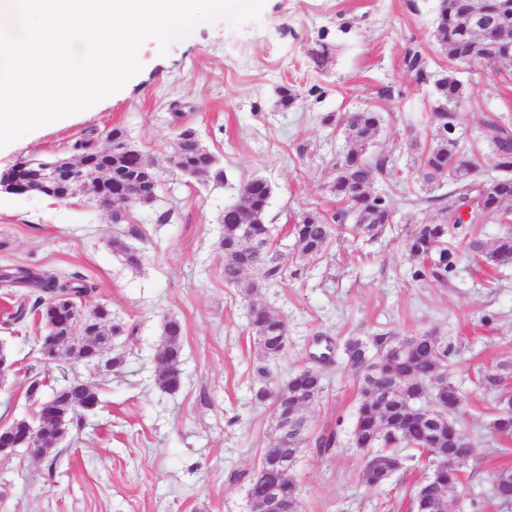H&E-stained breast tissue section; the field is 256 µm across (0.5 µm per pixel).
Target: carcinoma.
Here are the masks:
<instances>
[{
  "instance_id": "obj_1",
  "label": "carcinoma",
  "mask_w": 512,
  "mask_h": 512,
  "mask_svg": "<svg viewBox=\"0 0 512 512\" xmlns=\"http://www.w3.org/2000/svg\"><path fill=\"white\" fill-rule=\"evenodd\" d=\"M483 23L503 35L497 39L486 37L478 31ZM433 37L448 61L460 63H487L512 69V0H440L433 26ZM405 67L418 79L428 76L427 63L418 46L405 51ZM432 122L436 133L421 159L423 177L428 183L449 178L454 188L448 197H422L417 203L439 204L440 217L434 224H418L408 232L404 248L417 262L413 277L430 279L442 286L448 276L456 271L459 253L467 251L482 258L492 270L512 265V228L499 236L491 248L465 231L454 216V203L466 201L477 194L481 180L474 175L475 161L459 140L453 137L459 116L448 111V103L466 97V86L448 72L434 84ZM302 96L289 85L278 91V105L288 110L300 104ZM323 122L342 127L346 149L336 157L332 165L335 177L329 192L336 198V210L309 208L297 215L289 227L294 237L295 252L284 256L276 249L272 229L266 222L267 204L272 192L271 185L260 177L246 181L237 201L224 208L221 223L223 235L219 247L224 253V284L241 287L252 295L270 282L282 283L302 276L308 264L322 258L331 241L341 232L345 222L353 220L352 231L371 238L381 235L389 226L391 206L387 196L371 191L374 181L380 178L398 180L389 166V160L371 153L374 139L381 130L382 115L373 106H365L344 118L328 114ZM488 137L498 155L497 167L512 170V127L499 116L484 120ZM178 136L183 138L179 152L167 158L174 170L193 178H209L224 182V168L198 139L191 128H183ZM110 143L106 150L97 148L94 139H82L74 143L73 153L62 165L60 182L44 196L59 203H67L72 195L97 196L102 190H118L132 184L140 192L135 199L139 205H148L156 198L158 188V161L137 149L127 132L114 127L105 133ZM512 202V177L507 175L489 179L486 194L476 203L471 223L502 221L506 213L502 205ZM112 251L123 256L130 267L141 263V255L131 249L122 238L114 237ZM6 286L23 285L16 309L5 313L0 323L14 333L26 328L29 319L37 318L44 324L56 325L61 335L72 329L68 318L54 314L55 307L71 301L78 302L90 291L75 276L38 272L32 269L6 270L3 275ZM250 329L256 336L262 358H276L288 345L286 322L274 309L249 301ZM92 317L83 329L87 337L77 347H63V366L67 360L77 357L87 363H97L105 358L112 367L122 365L121 356H110L107 346L112 340L124 335V324L112 318L106 305L91 309ZM452 347L438 336L425 332L415 336H397L391 332L372 336H351L342 345V355L349 370L360 377L361 401L358 406L353 442L357 448L374 451L375 467L363 470L366 484L373 485L377 478L387 480L401 468L403 461H414L416 456L402 457L401 448L419 453L437 451L458 452L468 459L472 443L459 423L456 414L462 403V394L451 376L444 371ZM159 365L157 385L168 392L177 391L182 384V326L174 319L164 322L162 339L156 348ZM512 379V373L497 370L486 373L481 381L488 391L503 389ZM70 388L65 399L56 408L50 427L68 429L84 413L94 410L100 403L95 386L85 387L77 377L68 381ZM323 392L320 371L308 367L292 373L288 379L271 391L260 387L254 393L260 404L282 399L288 414L306 422L304 411L316 402ZM28 423L20 418L0 431V445L13 443L25 433ZM493 434L503 440L512 439V402H499L497 414L489 422ZM337 433L323 430L302 436L284 448L281 441L264 453L261 464L278 470L279 481L288 497V506L301 508L298 485L291 458L295 448L303 444L317 456H325L336 447ZM460 475L450 471L443 483L434 488L429 496L432 512H453L451 490ZM491 496L503 504H512V467H504L490 476Z\"/></svg>"
}]
</instances>
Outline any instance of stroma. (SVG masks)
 Instances as JSON below:
<instances>
[{"instance_id":"35a3bbf8","label":"stroma","mask_w":512,"mask_h":512,"mask_svg":"<svg viewBox=\"0 0 512 512\" xmlns=\"http://www.w3.org/2000/svg\"><path fill=\"white\" fill-rule=\"evenodd\" d=\"M438 4L265 0L259 19L237 28L222 19L199 24L167 54L145 42L138 52L142 69L121 90L67 124L42 126L0 150L3 171L23 159L70 156L89 130L117 126L158 160L160 178L153 205L123 206L122 224L83 198L65 204L0 195V267L79 275L93 287L82 307L107 305L127 328L112 345L124 358L116 373L76 359L64 370L44 369L37 324L19 334L0 328V343L15 362L0 378V423L32 413L30 366L45 372L47 389L76 375L97 387L101 400L70 425L55 453L0 455V512H250V484L275 438L271 410L255 405V390L309 366L316 335L339 347L353 335L388 331H431L451 345V371L464 394L459 416L473 444L453 493L461 512H512L490 496L491 474L512 467V442L489 431L495 396L476 385L484 370L512 358V267L493 278L464 257L443 287L413 279L414 262L402 244L414 225L439 218L414 197L448 190L444 180L425 184L419 170L420 149L435 132L429 120L434 80L452 71L470 89L456 106L463 120L455 136L479 149L481 177L500 174L483 140L486 115L512 122V73L449 64L433 38ZM321 38L335 51L319 69L308 51ZM413 43L427 61L424 83L402 65ZM284 84L301 93L299 107H278ZM368 104L384 117L372 150L401 173L400 183L374 185L389 197L395 223L374 240L340 234L300 279L260 289L258 301L288 325L286 352L262 360L248 300L224 284L220 217L255 176L272 185L267 217L276 227L303 209L333 208L331 160L345 140L323 119ZM182 126L196 130L218 158L224 182L169 169L166 159ZM116 235L141 254L138 267L113 253ZM168 318L184 330L183 383L174 393L155 383V350ZM262 364L269 370L264 381L257 374ZM321 372L323 393L305 418L311 432L336 430L339 443L324 457L305 451L295 464L302 512H412L410 495L430 474L429 462L404 463L382 486L365 484V452L351 440L359 381L340 360Z\"/></svg>"}]
</instances>
